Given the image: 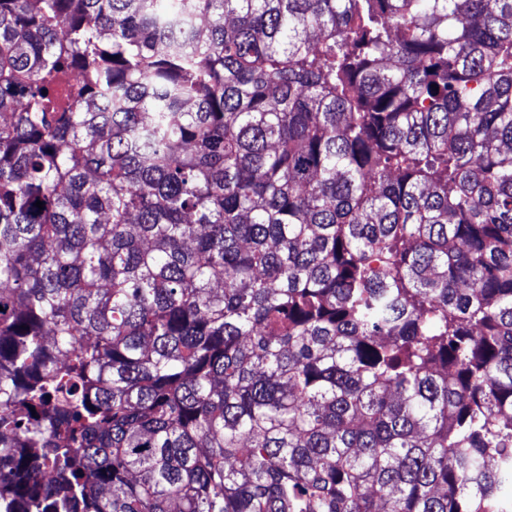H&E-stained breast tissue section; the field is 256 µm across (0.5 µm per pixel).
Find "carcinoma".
<instances>
[{"label":"carcinoma","instance_id":"carcinoma-1","mask_svg":"<svg viewBox=\"0 0 512 512\" xmlns=\"http://www.w3.org/2000/svg\"><path fill=\"white\" fill-rule=\"evenodd\" d=\"M0 512H512V0H0Z\"/></svg>","mask_w":512,"mask_h":512}]
</instances>
